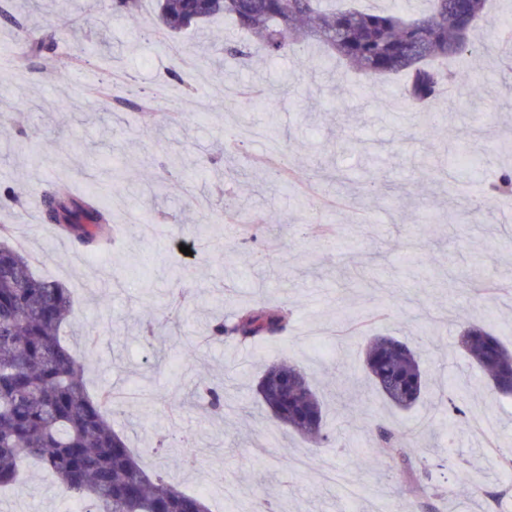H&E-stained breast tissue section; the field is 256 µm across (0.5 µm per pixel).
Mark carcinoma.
Wrapping results in <instances>:
<instances>
[{
  "label": "carcinoma",
  "mask_w": 512,
  "mask_h": 512,
  "mask_svg": "<svg viewBox=\"0 0 512 512\" xmlns=\"http://www.w3.org/2000/svg\"><path fill=\"white\" fill-rule=\"evenodd\" d=\"M328 0H157V27L169 36L204 29L230 18L246 34L234 41L209 44L219 69L231 62L247 68L262 59L286 56L299 41L312 38L371 80L406 77L401 96L405 108L433 121L432 103L452 85L481 92L489 75L462 76L448 69V59L474 49L470 35L488 0H429L428 13L409 19L398 8L368 13L355 8L330 9ZM112 12L135 20L139 0H112ZM0 22L21 30L35 51L54 49L39 29L20 25L5 8ZM99 45L75 38L70 55L81 60L98 54ZM106 95L119 106H133L132 84ZM512 194V169L503 168L491 193L469 198L475 217L499 196ZM43 220L73 243L101 250L112 239V213L97 193L44 194ZM16 225L0 221V487L20 480L31 461L53 472L59 485L88 512H210L206 500L190 495L158 473L148 472L112 427V390L93 396L85 365L65 343L62 330L79 321L69 288L37 275L28 256L5 238ZM287 308L258 304L241 310L230 322L218 321L211 337L241 345L271 343L288 331ZM459 344L486 375L491 391L512 395V350L483 327H466ZM364 371L375 390L393 407L409 410L427 394L420 355L408 341L389 335L370 337L363 353ZM210 406L224 407V387L207 385ZM261 403L283 432L297 433L317 445L324 430L323 404L307 376L280 361L268 366L257 383ZM379 447L407 448L395 432L378 425L371 431Z\"/></svg>",
  "instance_id": "cac0c4a2"
}]
</instances>
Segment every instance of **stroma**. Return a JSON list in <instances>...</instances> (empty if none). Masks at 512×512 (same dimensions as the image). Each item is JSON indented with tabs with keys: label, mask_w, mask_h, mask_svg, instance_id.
Returning a JSON list of instances; mask_svg holds the SVG:
<instances>
[{
	"label": "stroma",
	"mask_w": 512,
	"mask_h": 512,
	"mask_svg": "<svg viewBox=\"0 0 512 512\" xmlns=\"http://www.w3.org/2000/svg\"><path fill=\"white\" fill-rule=\"evenodd\" d=\"M156 0H142L132 21L107 0H0L21 22L46 15L54 53L17 44L0 24V43L15 63L0 66V97L20 102L0 115V184L18 201L12 223L36 274L72 288L95 340H66L86 365L90 393L111 389L112 414L129 446L151 470L212 512H406L414 496L400 461L382 454L366 423L419 434L410 455L427 466L440 512H497L512 499V475L489 469L488 456L512 448V397L482 393L483 372L456 348L463 326L492 323L512 346V198L481 218L448 211L456 176L470 195L512 167L500 145L512 137V46L498 29L512 20V0H490L474 32L492 55L464 54L449 66L492 72L484 103L497 118L483 124L449 94L425 123L403 108L404 77L365 83L344 66H320L322 48L250 71L217 70L198 55L188 32L165 47L148 25ZM104 43L111 55L83 65L68 60L72 36ZM134 80L163 90L150 113L113 110L97 81ZM344 111H335L337 99ZM34 133L30 150L14 142V125ZM232 150L225 175L212 158ZM125 174L107 196L119 234L104 254L32 226L33 193L84 194L102 170ZM388 197L368 195L370 178ZM288 307L293 320L276 342L239 351L212 340L211 326L244 307ZM408 339L421 355L430 397L409 411L389 407L363 376L364 337ZM289 358L310 377L331 434L317 446L283 434L266 420L255 388L266 367ZM224 386L217 414L193 385ZM474 390L465 416L451 410L461 388ZM184 439L191 467H168L154 452L157 434ZM476 472L471 484L456 474ZM76 501L51 475L28 472L17 491L0 495V512H73Z\"/></svg>",
	"instance_id": "1"
}]
</instances>
